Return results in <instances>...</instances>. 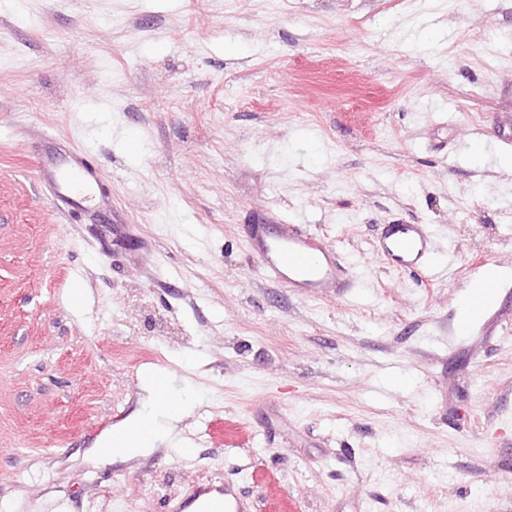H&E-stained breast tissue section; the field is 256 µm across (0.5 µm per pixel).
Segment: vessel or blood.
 <instances>
[{"mask_svg":"<svg viewBox=\"0 0 512 512\" xmlns=\"http://www.w3.org/2000/svg\"><path fill=\"white\" fill-rule=\"evenodd\" d=\"M36 173L40 188L59 211L69 215L88 210L93 192L101 184L98 168L76 151L64 155L43 149L36 158ZM251 240L266 279L294 293L307 298L329 293L342 297L354 286L335 251L312 233L292 227L271 236L265 225L256 224ZM372 251L397 271L427 272L435 239L428 225L392 222L379 226ZM207 434L227 448H246L254 440L249 426L231 417L213 418ZM250 479L258 490L255 499L238 496L226 486L199 485L183 496L181 504L197 505L199 512H304L301 500L288 493L275 469H253Z\"/></svg>","mask_w":512,"mask_h":512,"instance_id":"1","label":"vessel or blood"}]
</instances>
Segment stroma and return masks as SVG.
<instances>
[{"label":"stroma","instance_id":"obj_1","mask_svg":"<svg viewBox=\"0 0 512 512\" xmlns=\"http://www.w3.org/2000/svg\"><path fill=\"white\" fill-rule=\"evenodd\" d=\"M48 139L99 168V209L38 189ZM510 158L512 0L0 9V512H165L264 464L306 512H512ZM393 221L430 226L433 278L372 256ZM255 224L316 233L355 288L271 283ZM491 266L496 308L449 343ZM139 414L158 442L120 456ZM207 434L224 448H248L254 440L249 426L231 417L213 418L207 425Z\"/></svg>","mask_w":512,"mask_h":512}]
</instances>
